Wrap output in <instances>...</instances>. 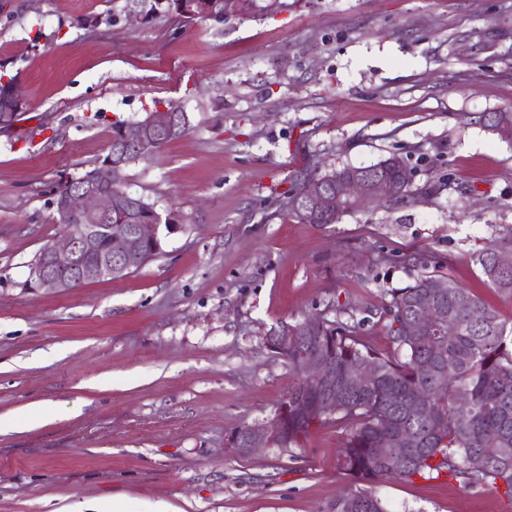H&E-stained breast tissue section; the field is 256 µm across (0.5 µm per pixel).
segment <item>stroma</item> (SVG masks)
Here are the masks:
<instances>
[{
    "label": "stroma",
    "mask_w": 512,
    "mask_h": 512,
    "mask_svg": "<svg viewBox=\"0 0 512 512\" xmlns=\"http://www.w3.org/2000/svg\"><path fill=\"white\" fill-rule=\"evenodd\" d=\"M0 69L27 103L0 131V512L118 499L125 512H321L350 483L344 430L296 454L237 451L295 377L262 344L305 315L364 320L391 346L387 291L450 276L501 320L478 250L512 230V0H293L224 22L127 16L124 0H6ZM181 106L188 133L130 165L127 192L173 225L158 257L61 293L30 267L65 227L50 190L100 160L112 126ZM398 154L417 202L304 224L303 172ZM47 405L39 427L25 407ZM389 512H512L498 491L382 480Z\"/></svg>",
    "instance_id": "stroma-1"
}]
</instances>
